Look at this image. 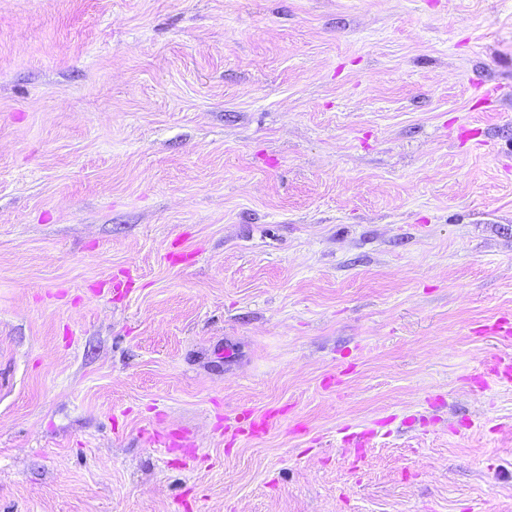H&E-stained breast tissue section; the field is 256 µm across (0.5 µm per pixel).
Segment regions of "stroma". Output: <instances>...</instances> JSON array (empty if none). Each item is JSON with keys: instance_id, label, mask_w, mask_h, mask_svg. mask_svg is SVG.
Masks as SVG:
<instances>
[{"instance_id": "obj_1", "label": "stroma", "mask_w": 512, "mask_h": 512, "mask_svg": "<svg viewBox=\"0 0 512 512\" xmlns=\"http://www.w3.org/2000/svg\"><path fill=\"white\" fill-rule=\"evenodd\" d=\"M499 322L512 0H0V512H512Z\"/></svg>"}]
</instances>
